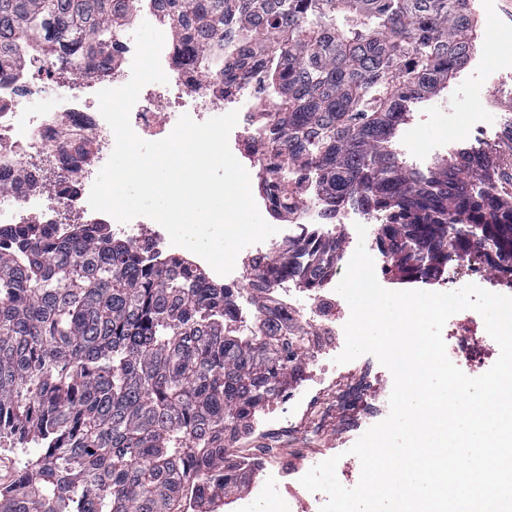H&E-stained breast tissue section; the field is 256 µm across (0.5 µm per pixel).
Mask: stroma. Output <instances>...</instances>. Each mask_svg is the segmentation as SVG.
Here are the masks:
<instances>
[{
    "label": "stroma",
    "mask_w": 512,
    "mask_h": 512,
    "mask_svg": "<svg viewBox=\"0 0 512 512\" xmlns=\"http://www.w3.org/2000/svg\"><path fill=\"white\" fill-rule=\"evenodd\" d=\"M471 5L479 25L474 54L447 92L412 104L411 117L396 132L395 146L403 161L422 170L450 157L445 137L451 128L483 124L488 145L499 147L506 124L512 122V0H472ZM392 386L391 372L369 354L330 365L321 374L304 367L288 383L289 391L303 398L301 409L288 415L280 403L268 408L269 415L279 417L282 431L268 440L248 434L232 448L240 459L267 442L274 451L248 486L216 502V512H235L266 481L279 485L282 496L267 504V512H310L315 502L300 479L333 456L339 459V482L356 486L361 470L349 450L388 416Z\"/></svg>",
    "instance_id": "1"
}]
</instances>
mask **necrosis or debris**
<instances>
[{
  "label": "necrosis or debris",
  "mask_w": 512,
  "mask_h": 512,
  "mask_svg": "<svg viewBox=\"0 0 512 512\" xmlns=\"http://www.w3.org/2000/svg\"><path fill=\"white\" fill-rule=\"evenodd\" d=\"M165 36L161 65L167 83L144 86L130 114L135 133L141 138L165 137L181 115L198 122L230 111H237L238 123L229 143L234 156L246 164L250 176L260 175L262 136L251 125V115L264 108L267 99L259 81L229 95L215 92L209 85L192 86L186 74L173 63L175 37L167 23H160ZM112 74L108 79L71 75L59 78L51 67L26 64L13 79L0 82V225L53 224L55 209L40 190L28 189L30 181H43L47 170L58 175L54 193L74 218L86 220L95 215L97 223H111V216L93 213L88 197L101 163L111 155L115 138L99 111L97 94L128 82L135 44L127 32L116 38ZM56 95L55 106L44 112L31 111L35 100ZM275 243L264 241L244 248L234 270L224 277V285L237 297L240 317L251 312L245 297L255 279L248 270L252 258L274 253ZM294 280L275 289V301L312 336H321L316 355L329 354L331 339L342 331L345 321L337 315L335 290L319 288L312 301L298 303Z\"/></svg>",
  "instance_id": "obj_1"
}]
</instances>
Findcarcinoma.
I'll return each instance as SVG.
<instances>
[{
	"instance_id": "1",
	"label": "carcinoma",
	"mask_w": 512,
	"mask_h": 512,
	"mask_svg": "<svg viewBox=\"0 0 512 512\" xmlns=\"http://www.w3.org/2000/svg\"><path fill=\"white\" fill-rule=\"evenodd\" d=\"M132 0H0V78L26 51L57 73L106 77ZM175 63L224 90L263 78L270 110L258 191L280 217L304 166L325 216L357 200L386 216L384 274L432 282L486 244L488 278L512 285L508 158L461 147L423 174L394 148L408 103L447 88L470 58V0H157ZM231 38L224 40V32ZM342 236L309 231L254 259L248 331L226 288L186 258L109 224L0 226V438L34 444L0 512H197L249 480L224 456L306 360L284 336L272 289L313 291L336 274Z\"/></svg>"
}]
</instances>
